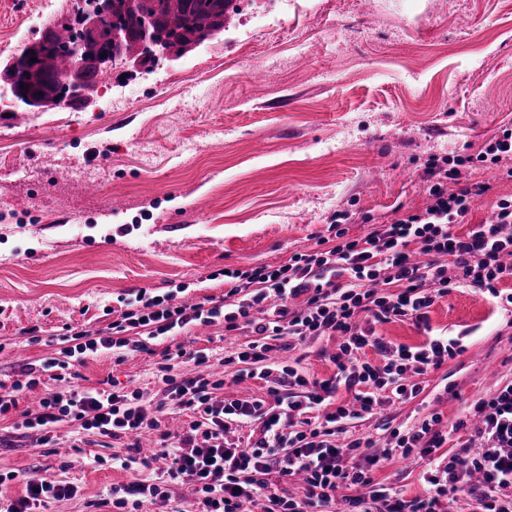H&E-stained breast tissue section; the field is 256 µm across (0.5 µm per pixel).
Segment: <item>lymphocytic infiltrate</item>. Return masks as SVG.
<instances>
[{"label":"lymphocytic infiltrate","instance_id":"lymphocytic-infiltrate-1","mask_svg":"<svg viewBox=\"0 0 512 512\" xmlns=\"http://www.w3.org/2000/svg\"><path fill=\"white\" fill-rule=\"evenodd\" d=\"M468 163L502 167L512 178V128H501L477 154L429 156L426 206L371 223L361 237H348L343 223L349 215L343 212L332 226L334 246L293 254L278 267L229 271L222 298L178 304L173 294L142 289L135 307L97 334L65 326L59 355L46 364L55 370L57 385L47 389L36 410L24 412L22 428L47 446L56 441L57 425L74 423L79 433L99 437L105 448L130 439L132 453L120 459L122 469L164 462L154 481L136 478L113 486L99 501L110 512H141L145 502L168 499L173 483L191 493L196 512H245L246 504L259 499L267 501L269 512H325L339 500L348 512H440L442 497L456 495L469 498L474 512H512L511 383L471 409L481 447L461 448L442 465L435 456L445 441L437 413L392 430V447L378 453L373 438L338 439L346 422L393 399L418 396L419 376L464 350L460 340L441 335L415 348L394 345L377 335V325L407 319L428 327L430 307L452 288H479L500 308L512 306V292L499 288L512 279V264L503 261L504 255L512 256V199H499L488 222L471 225L475 204L488 187L462 182L461 168ZM462 224L467 232H459ZM296 298L301 306L288 307ZM219 321L225 335H247L224 362L234 365V378L264 380L263 396L219 397L224 381L213 377L210 354L179 343V335ZM320 336L340 339L330 378L307 381L272 356L281 340L301 344ZM157 340L166 344L161 366L166 404L146 402L136 390L59 386L72 362L103 353L121 362L149 351ZM370 348L382 356V364L369 361ZM175 361L193 365L194 374L173 373ZM341 388L352 392L351 402L337 403ZM178 411L189 421L174 434L165 429L164 416ZM246 427L256 439L237 438ZM146 430L158 436L148 452L136 441ZM396 453L428 459L423 479L431 496L408 501L375 482L373 471ZM292 478L302 480L303 496L281 492V482ZM78 492L69 482L29 477L24 495L0 512H43Z\"/></svg>","mask_w":512,"mask_h":512}]
</instances>
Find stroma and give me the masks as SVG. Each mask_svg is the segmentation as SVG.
Segmentation results:
<instances>
[{
  "label": "stroma",
  "mask_w": 512,
  "mask_h": 512,
  "mask_svg": "<svg viewBox=\"0 0 512 512\" xmlns=\"http://www.w3.org/2000/svg\"><path fill=\"white\" fill-rule=\"evenodd\" d=\"M69 0H0V60L35 42L44 8ZM123 101H111L114 87ZM512 125V0H299L280 14L242 4L224 36L154 74H108L88 108L15 111L0 94V382L54 357L70 324L96 333L121 297L146 288L178 302L222 297V273L279 265L314 250L337 211L351 237L397 207L427 203L424 163L433 154L476 153ZM464 181L488 192L473 223L491 218L512 179L470 164ZM429 330L410 321L377 326L385 341L418 347L428 333L465 351L421 375L417 397L348 422L384 448L389 431L437 412L450 455L474 441L469 409L512 381V316L471 288H453L429 311ZM39 330L38 341L24 329ZM338 337L281 349L282 363L327 379ZM85 388L119 386L158 403L157 357L119 362L89 356L75 365ZM41 390L19 395L0 416V500L24 493L19 476L64 481L76 498L47 512H96L93 503L127 482L112 456L127 448L35 447L18 430ZM101 462H94V455ZM427 460L394 458L374 473L405 500L426 496Z\"/></svg>",
  "instance_id": "stroma-1"
}]
</instances>
